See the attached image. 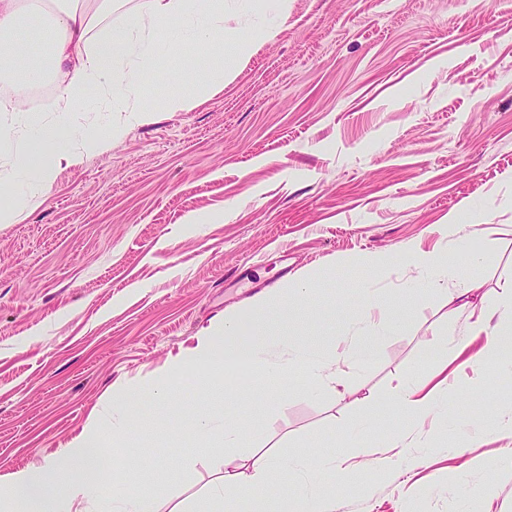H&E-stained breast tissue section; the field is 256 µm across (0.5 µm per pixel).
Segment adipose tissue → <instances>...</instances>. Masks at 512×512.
Wrapping results in <instances>:
<instances>
[{"label": "adipose tissue", "mask_w": 512, "mask_h": 512, "mask_svg": "<svg viewBox=\"0 0 512 512\" xmlns=\"http://www.w3.org/2000/svg\"><path fill=\"white\" fill-rule=\"evenodd\" d=\"M116 0H0V74L20 71L10 98L0 101V110L17 112L23 118V134L0 125V152L10 154L16 190L13 206L0 209V223L16 221L48 186L55 167L75 164L81 153H101L122 139L127 127L148 120L152 112H181L191 109L196 94L182 92L160 102L147 101L143 94L144 78L160 73L164 53L181 56L188 69L200 62L194 56V44L206 41L215 53H222L225 41H236L240 55L252 51L251 39L224 26V0H139L137 7L120 21L111 16ZM52 27L49 55L31 50L21 37L25 30ZM169 34L166 51H159L156 32ZM53 77L56 86L55 109L60 120H46L41 111L27 108L29 87L43 77ZM102 97L105 111L115 118L102 126H78L68 120L70 113L82 111L90 92ZM405 287L423 282L436 288H451L448 298L450 317L463 316L467 328L453 350L462 353L474 337H485L478 359L501 368L512 367V289L497 297L480 295V283L469 268L458 266L445 251L425 252L406 245ZM367 299L353 317L360 340L346 346L330 358L310 351L298 361H271L274 350L289 347L287 331L275 329L270 312L280 303L277 294H256L250 303L254 319L251 337L239 355L265 373H287L292 364H300L315 384L337 387L343 373L340 363L367 366L376 359L375 342L400 327L397 315L377 300L374 289H367ZM441 385L418 379L400 383L395 391L394 408L406 421L422 422L436 407ZM288 470L307 474L298 486L299 512H337L335 496L317 491L309 476L313 470L341 472L339 460L321 459L311 465L288 461ZM269 460L255 456L250 467L225 472L209 491V512H224L228 498L243 500L247 512H272V497L267 489Z\"/></svg>", "instance_id": "ef3b65f1"}]
</instances>
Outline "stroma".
Here are the masks:
<instances>
[{"mask_svg": "<svg viewBox=\"0 0 512 512\" xmlns=\"http://www.w3.org/2000/svg\"><path fill=\"white\" fill-rule=\"evenodd\" d=\"M276 25L230 72L185 69L179 56L145 80L147 98L201 88L188 112H156L110 150L57 171L37 203L0 223V479L41 464L95 421L112 427V398L192 350L202 328L238 314L230 351L246 341L251 298L313 292L281 319L299 341L343 349L371 284L404 323L377 342L375 364L348 371L344 394L301 373L279 379L224 363V390L203 396L197 369L173 377V402L143 398L120 457L143 461L142 489L180 512L224 470L269 453L278 512H296L289 458L348 459L354 442H395V471L320 474L338 512H512V377L476 360L482 340L448 360V397L424 425L394 411V389L430 376L449 322L445 293L404 285L402 248H447L438 233L469 202L497 225L473 239L490 294L512 286V0H288L287 17L224 0L241 34ZM390 253L383 271L364 259ZM242 422L237 447L200 449L207 413ZM365 427L358 438L350 431ZM461 456H453V449Z\"/></svg>", "mask_w": 512, "mask_h": 512, "instance_id": "35a3bbf8", "label": "stroma"}]
</instances>
